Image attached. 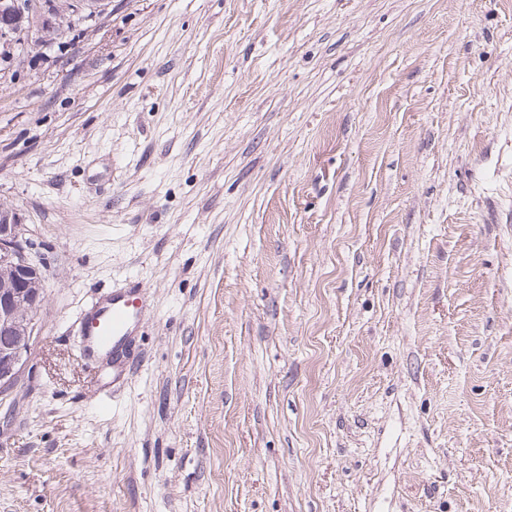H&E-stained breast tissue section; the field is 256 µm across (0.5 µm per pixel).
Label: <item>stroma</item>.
Returning a JSON list of instances; mask_svg holds the SVG:
<instances>
[{"mask_svg": "<svg viewBox=\"0 0 512 512\" xmlns=\"http://www.w3.org/2000/svg\"><path fill=\"white\" fill-rule=\"evenodd\" d=\"M0 204V512H512V0H104L0 62ZM17 213L0 207V270L12 283L0 288V394L17 383L34 333V314L42 303L41 266L25 253ZM18 336V337H16ZM142 310L141 292L135 287L114 291L112 298L96 303L80 322L81 336H84L81 356L94 364L112 351V364H117Z\"/></svg>", "mask_w": 512, "mask_h": 512, "instance_id": "obj_1", "label": "stroma"}]
</instances>
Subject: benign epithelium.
Listing matches in <instances>:
<instances>
[{
	"instance_id": "obj_1",
	"label": "benign epithelium",
	"mask_w": 512,
	"mask_h": 512,
	"mask_svg": "<svg viewBox=\"0 0 512 512\" xmlns=\"http://www.w3.org/2000/svg\"><path fill=\"white\" fill-rule=\"evenodd\" d=\"M43 0H11L20 26L0 28V61L13 54L16 43L33 29L41 28ZM101 0H57L54 28H62L78 13L99 11ZM22 224L17 213L0 207V270L12 273L13 281L0 288V394L17 383L34 333V314L42 303L41 266L25 253Z\"/></svg>"
}]
</instances>
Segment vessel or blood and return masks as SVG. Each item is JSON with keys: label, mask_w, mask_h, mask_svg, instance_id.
<instances>
[{"label": "vessel or blood", "mask_w": 512, "mask_h": 512, "mask_svg": "<svg viewBox=\"0 0 512 512\" xmlns=\"http://www.w3.org/2000/svg\"><path fill=\"white\" fill-rule=\"evenodd\" d=\"M142 310L141 292L134 287L113 292L110 299L95 304L80 322L81 356L91 364L107 353L120 357Z\"/></svg>", "instance_id": "vessel-or-blood-1"}]
</instances>
